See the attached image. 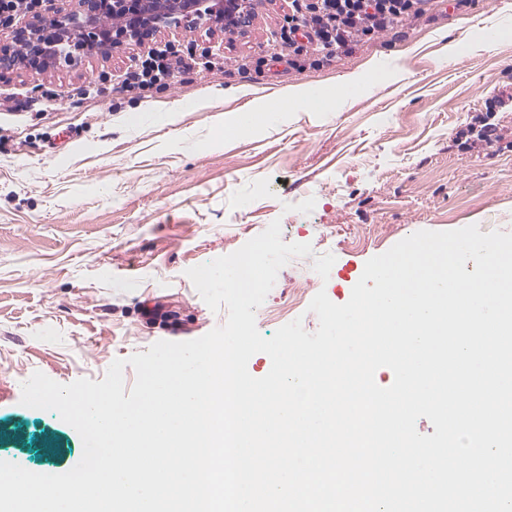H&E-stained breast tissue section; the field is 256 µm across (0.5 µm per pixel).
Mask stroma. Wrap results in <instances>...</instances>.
<instances>
[{
  "mask_svg": "<svg viewBox=\"0 0 512 512\" xmlns=\"http://www.w3.org/2000/svg\"><path fill=\"white\" fill-rule=\"evenodd\" d=\"M288 3L261 0L244 34L164 30L0 77V460L74 467L78 433L22 406V383L37 371L99 381L115 359L224 325L186 271L273 221L312 253L281 268L257 309L266 337L297 318L316 331L315 294L346 303L366 261L415 232L512 229V0H433L398 33L301 72L270 50ZM189 41L223 71L144 98L118 90L152 48ZM102 81L105 96H82ZM304 84L324 108L268 112L272 90ZM244 106L261 115L254 129L237 127ZM486 114L502 140L461 142Z\"/></svg>",
  "mask_w": 512,
  "mask_h": 512,
  "instance_id": "obj_1",
  "label": "stroma"
}]
</instances>
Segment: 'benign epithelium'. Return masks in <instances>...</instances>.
<instances>
[{"instance_id": "1", "label": "benign epithelium", "mask_w": 512, "mask_h": 512, "mask_svg": "<svg viewBox=\"0 0 512 512\" xmlns=\"http://www.w3.org/2000/svg\"><path fill=\"white\" fill-rule=\"evenodd\" d=\"M248 0H73L67 12L59 14L53 37H47L37 17H24L16 28L15 44L23 48L18 56L13 47L0 44V72L13 69L21 61L34 70H41L60 55V46L88 30L104 34L99 27L103 14L120 21L119 35L143 40L144 29L192 28L205 17L211 25L224 27V11L247 10Z\"/></svg>"}]
</instances>
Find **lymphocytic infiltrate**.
I'll use <instances>...</instances> for the list:
<instances>
[{
	"instance_id": "f902f5d3",
	"label": "lymphocytic infiltrate",
	"mask_w": 512,
	"mask_h": 512,
	"mask_svg": "<svg viewBox=\"0 0 512 512\" xmlns=\"http://www.w3.org/2000/svg\"><path fill=\"white\" fill-rule=\"evenodd\" d=\"M429 0H290L291 12L280 30L295 70L314 67L347 54L359 44L386 35L422 16ZM208 48L169 42L126 71L125 91L144 95L168 89L174 78L223 69Z\"/></svg>"
}]
</instances>
